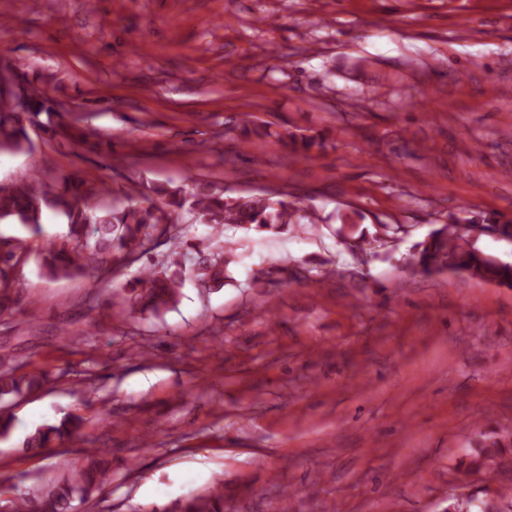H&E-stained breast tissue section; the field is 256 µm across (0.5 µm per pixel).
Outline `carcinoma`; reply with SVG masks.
<instances>
[{"instance_id":"cac0c4a2","label":"carcinoma","mask_w":512,"mask_h":512,"mask_svg":"<svg viewBox=\"0 0 512 512\" xmlns=\"http://www.w3.org/2000/svg\"><path fill=\"white\" fill-rule=\"evenodd\" d=\"M43 114H56L51 99L34 94L20 109L13 92L0 88V151H33L31 131L44 129L45 123L40 120ZM45 208L64 216L68 231L48 240L36 253L41 273L50 278L110 274L118 267L141 261L138 275L126 282L119 294L130 310H147L155 316L176 308L187 280L204 295L224 287V279L230 277L229 268L236 262L231 247L212 244V239L223 235L224 227L256 226L278 231L306 218L299 199L273 200L263 194L231 198L224 196V189L197 180L188 191L162 184L133 187L120 205L98 198L84 180L73 176H64L60 184L50 185L33 171L7 188L0 187V221L20 224L29 238L43 234L41 215ZM184 220L211 227L210 236L193 243L178 241L167 254L150 256L153 242L164 236L170 225ZM337 235L354 250L370 244L359 224H342ZM31 253L28 238L0 242V313L11 309V286L19 274L20 260L28 259ZM189 259L193 264L188 268ZM410 263L426 275L465 271L471 277L512 287V263L480 250L476 242L466 239L458 224L434 228L416 245ZM37 384V378L17 373L11 358L0 356V401L21 398ZM83 427L82 418L68 415L58 425H44L29 434L23 450L38 454L54 439L69 444L81 442ZM511 447V438L493 437L481 454L490 460ZM110 453L107 448L84 449L71 478L43 486L32 497L14 488L10 512H74L77 504L88 502L100 486L105 476L100 464ZM173 512H224L223 486L214 484Z\"/></svg>"}]
</instances>
